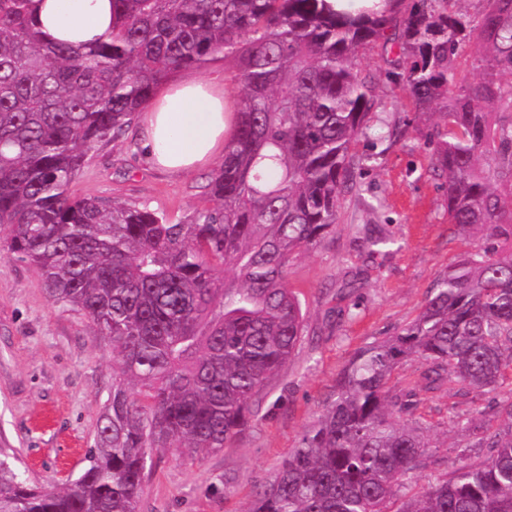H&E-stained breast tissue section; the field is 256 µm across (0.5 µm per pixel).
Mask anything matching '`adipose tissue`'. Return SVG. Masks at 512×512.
<instances>
[{
    "label": "adipose tissue",
    "mask_w": 512,
    "mask_h": 512,
    "mask_svg": "<svg viewBox=\"0 0 512 512\" xmlns=\"http://www.w3.org/2000/svg\"><path fill=\"white\" fill-rule=\"evenodd\" d=\"M34 13L52 37L90 41L112 26L111 0H35ZM236 102L222 85L188 75L162 88L140 116L141 146L157 168L185 173L223 154Z\"/></svg>",
    "instance_id": "adipose-tissue-1"
}]
</instances>
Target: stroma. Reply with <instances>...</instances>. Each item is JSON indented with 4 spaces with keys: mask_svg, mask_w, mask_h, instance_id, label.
Returning a JSON list of instances; mask_svg holds the SVG:
<instances>
[{
    "mask_svg": "<svg viewBox=\"0 0 512 512\" xmlns=\"http://www.w3.org/2000/svg\"><path fill=\"white\" fill-rule=\"evenodd\" d=\"M358 65L376 82L379 105L353 147L358 185L344 196L336 227L289 267L306 312L302 341L261 391L251 428L230 447L183 459L154 452L139 512H246L257 487L317 423L353 355L415 319L436 278L481 241L448 223L444 181L430 171L436 116L415 112L381 49L361 51ZM406 120L408 134L385 141ZM210 174L155 169L139 140L127 139L95 150L70 190L180 222L206 205ZM374 228L394 246L369 248L364 232ZM111 389L112 359L95 326L52 304L37 270L0 251V448L16 454L24 478L42 484L81 473ZM510 397L512 385L471 400L423 394L415 416L429 428L431 462L414 485L453 469L454 446L469 441L454 428L456 417Z\"/></svg>",
    "mask_w": 512,
    "mask_h": 512,
    "instance_id": "stroma-1",
    "label": "stroma"
}]
</instances>
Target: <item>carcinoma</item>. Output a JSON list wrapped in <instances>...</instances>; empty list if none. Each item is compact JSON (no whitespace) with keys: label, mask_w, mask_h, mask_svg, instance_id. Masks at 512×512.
Listing matches in <instances>:
<instances>
[{"label":"carcinoma","mask_w":512,"mask_h":512,"mask_svg":"<svg viewBox=\"0 0 512 512\" xmlns=\"http://www.w3.org/2000/svg\"><path fill=\"white\" fill-rule=\"evenodd\" d=\"M30 0H0V248L34 266L50 301L89 319L112 349V392L80 475L34 485L0 458V512H139L152 452L227 448L256 416L253 396L305 331L288 283L293 255L336 226L356 187L352 147L377 86L359 51L380 47L417 112H433L431 170L448 223L475 246L435 280L420 314L359 350L300 447L247 512H512V400L501 430L458 422L487 447L411 495L427 466L422 392L492 393L512 380V0L478 21L454 0L381 15L327 0H112V31L50 42ZM479 81L457 85L461 59ZM231 61L236 130L186 222L135 204L76 197L94 150L137 124L159 85ZM224 271V283L216 274ZM415 356L399 392L392 372Z\"/></svg>","instance_id":"1"}]
</instances>
